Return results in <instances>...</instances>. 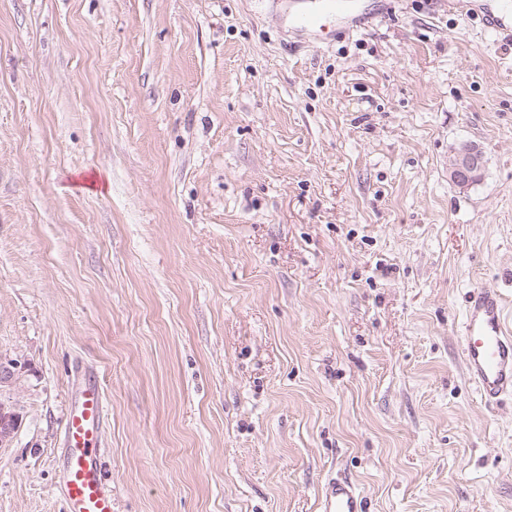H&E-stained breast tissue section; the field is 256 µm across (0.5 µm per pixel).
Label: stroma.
<instances>
[{
    "label": "stroma",
    "mask_w": 512,
    "mask_h": 512,
    "mask_svg": "<svg viewBox=\"0 0 512 512\" xmlns=\"http://www.w3.org/2000/svg\"><path fill=\"white\" fill-rule=\"evenodd\" d=\"M477 287L512 322V38L448 0L322 41L258 0H0V354L29 365L0 512H64L88 377L112 512H318L331 475L368 512H512ZM482 167L483 151L474 144H463L449 159V178L456 186L466 187L480 177ZM462 353L468 378L486 406L512 399V328L493 288H476L463 315Z\"/></svg>",
    "instance_id": "1"
}]
</instances>
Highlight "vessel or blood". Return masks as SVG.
<instances>
[{
    "label": "vessel or blood",
    "instance_id": "b4317fda",
    "mask_svg": "<svg viewBox=\"0 0 512 512\" xmlns=\"http://www.w3.org/2000/svg\"><path fill=\"white\" fill-rule=\"evenodd\" d=\"M283 12L297 32L334 36L357 28L362 20L383 15V8L367 10L360 0H265ZM452 10H466L494 35L512 36V6L505 0H448ZM462 353L469 379L485 405L512 398V328L507 327L504 303L494 289L473 290L463 315ZM107 416L105 396L93 383L77 388L64 425L65 455L58 488L64 512H112L98 453ZM319 512H365V499L356 485L331 478L324 485Z\"/></svg>",
    "mask_w": 512,
    "mask_h": 512
}]
</instances>
